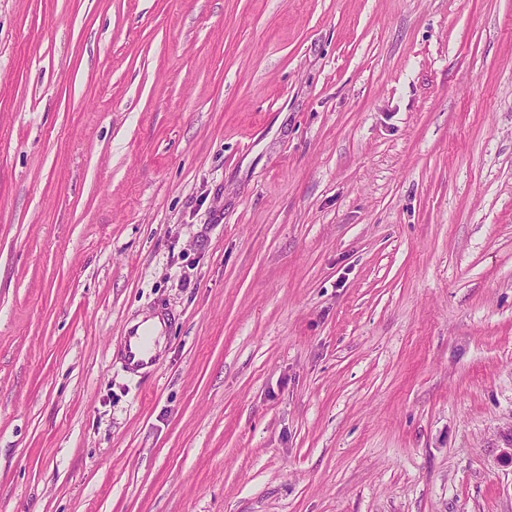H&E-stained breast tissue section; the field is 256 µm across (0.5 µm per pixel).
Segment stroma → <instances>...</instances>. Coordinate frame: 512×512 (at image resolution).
I'll list each match as a JSON object with an SVG mask.
<instances>
[{"instance_id":"stroma-1","label":"stroma","mask_w":512,"mask_h":512,"mask_svg":"<svg viewBox=\"0 0 512 512\" xmlns=\"http://www.w3.org/2000/svg\"><path fill=\"white\" fill-rule=\"evenodd\" d=\"M0 512H512V0H0ZM148 347L143 343L135 329H127L121 346V359L124 367L132 373H144L141 370L156 366L155 357L146 358Z\"/></svg>"}]
</instances>
